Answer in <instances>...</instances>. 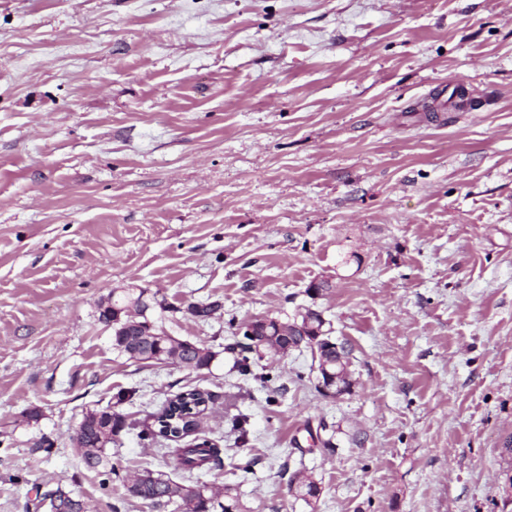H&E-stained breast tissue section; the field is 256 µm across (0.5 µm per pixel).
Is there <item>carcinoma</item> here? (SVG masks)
I'll return each instance as SVG.
<instances>
[{"mask_svg":"<svg viewBox=\"0 0 512 512\" xmlns=\"http://www.w3.org/2000/svg\"><path fill=\"white\" fill-rule=\"evenodd\" d=\"M145 290L129 289L121 294H112V306L98 307V319H112V346L122 356L135 362L153 359L155 362L181 360L185 366L196 371L209 368L214 359V352L204 343L181 339L168 335L157 325L152 311L159 308L163 311L168 306L158 300H150L144 296ZM221 303L191 302L185 307V313L205 322L218 310ZM299 326L308 336L303 347L312 349L309 337H319L322 355L336 359V338L331 336V329L322 312L305 307L291 316L275 317L263 335L253 337L248 334L250 323L240 325L243 340L236 346L245 355L236 362L238 369L246 374L250 372L248 354L254 353L258 358L265 356L272 361H279L291 352L288 336L290 326ZM212 402V394L199 387H191L168 399L162 409L154 415V424L143 428L139 438L149 445L161 440L175 443L167 448L164 455L168 456L175 469L188 475L209 471L221 466L224 449L217 441L199 436L195 432L196 416L204 411V405ZM111 423L112 436H118L126 427L123 415L105 410H94L86 413L78 426L83 435V443L77 451L90 470H100L106 476H115L121 480L128 496L154 508L175 506L178 512H235L239 508L238 501L231 489L214 491L197 482L185 484L178 482L169 473L162 470L145 469L135 475L120 476L115 467H107V448L112 440H100L97 430L103 421ZM321 492L319 483L311 478L296 485L293 493L311 503L318 499ZM39 505H46L50 512H87L85 502L70 492L57 487L43 494L38 500Z\"/></svg>","mask_w":512,"mask_h":512,"instance_id":"carcinoma-1","label":"carcinoma"}]
</instances>
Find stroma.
I'll list each match as a JSON object with an SVG mask.
<instances>
[{
  "mask_svg": "<svg viewBox=\"0 0 512 512\" xmlns=\"http://www.w3.org/2000/svg\"><path fill=\"white\" fill-rule=\"evenodd\" d=\"M460 84L470 106L429 117ZM131 287L208 369L113 350L98 306ZM308 304L349 351L341 397L309 350L263 379L228 350ZM195 385L224 450L198 479L242 512H512V0H0V512L57 486L173 512L72 436L114 405L111 464L164 469L135 432ZM105 420L111 423L112 437L118 436L127 427L123 415L102 409L86 413L76 430L83 435V443L77 446V451L87 469L99 471L106 468V451L114 439L101 441L98 436L97 430Z\"/></svg>",
  "mask_w": 512,
  "mask_h": 512,
  "instance_id": "stroma-1",
  "label": "stroma"
}]
</instances>
